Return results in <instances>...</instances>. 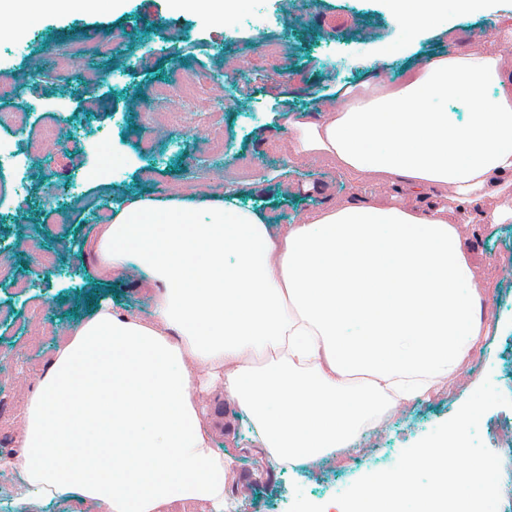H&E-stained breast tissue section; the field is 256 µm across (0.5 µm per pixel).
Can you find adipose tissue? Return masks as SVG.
<instances>
[{
    "label": "adipose tissue",
    "instance_id": "adipose-tissue-1",
    "mask_svg": "<svg viewBox=\"0 0 512 512\" xmlns=\"http://www.w3.org/2000/svg\"><path fill=\"white\" fill-rule=\"evenodd\" d=\"M488 0H391L412 29ZM470 100L464 115L448 111ZM373 202L345 197L272 224L219 193L134 197L101 224V277L136 272L143 315L102 301L55 327V353L23 389L17 499L93 512H224L232 460L213 399L237 406L270 463L349 448L407 402L452 382L488 334L461 240L467 206L512 222V53L496 35L424 58L401 81L319 103L295 122ZM434 188L438 202L424 204Z\"/></svg>",
    "mask_w": 512,
    "mask_h": 512
}]
</instances>
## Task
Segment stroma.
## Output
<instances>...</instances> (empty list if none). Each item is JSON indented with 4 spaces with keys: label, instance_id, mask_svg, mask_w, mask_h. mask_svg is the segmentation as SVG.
Listing matches in <instances>:
<instances>
[{
    "label": "stroma",
    "instance_id": "obj_1",
    "mask_svg": "<svg viewBox=\"0 0 512 512\" xmlns=\"http://www.w3.org/2000/svg\"><path fill=\"white\" fill-rule=\"evenodd\" d=\"M494 14L443 16L405 34L392 20L389 0H248L213 23L174 10L171 0H122L111 8L73 12L28 0L38 22L10 21L0 37V108L19 111L16 129L0 130L23 152V174L13 156L0 155V455L16 453L13 421L18 392L32 384L51 357L53 328L80 319L108 298L119 309L146 312L148 293L121 279H101L92 243L98 226L131 195L156 198L217 191L238 205L290 224L324 207L330 194L367 199L326 160L288 150L285 115H308L329 99L371 78L370 65L389 45L399 47L383 75L401 76L423 55L439 53L447 38L512 26V0H495ZM71 29V40L59 38ZM101 29L105 41L78 40ZM278 56H268L269 43ZM199 79L209 109L172 112L155 94L178 92ZM224 144L213 156V141ZM112 159L101 170L100 144ZM245 162L247 180L224 181L225 168ZM463 246L482 278V312L491 327L454 384L406 405L358 447L316 463L273 466L253 448L249 429L232 405L215 403L224 422L216 443L233 459L235 480L224 512H336L333 501L360 477L392 468L401 452L450 419L483 378L512 398V223H487L470 207ZM512 407H496L480 421L485 445L501 464L498 512H512V451L503 427Z\"/></svg>",
    "mask_w": 512,
    "mask_h": 512
}]
</instances>
